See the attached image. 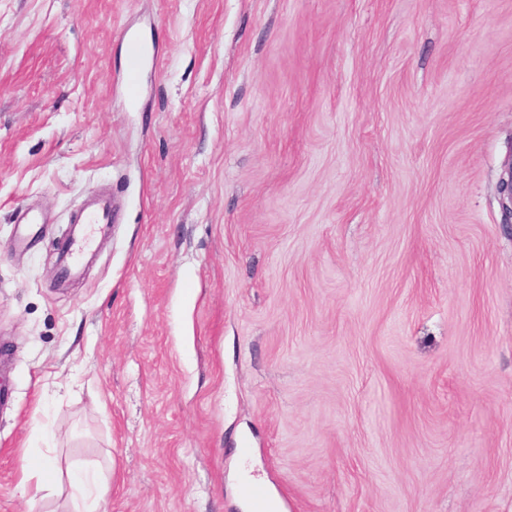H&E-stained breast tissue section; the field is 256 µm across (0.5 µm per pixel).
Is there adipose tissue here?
Wrapping results in <instances>:
<instances>
[{
	"label": "adipose tissue",
	"instance_id": "adipose-tissue-1",
	"mask_svg": "<svg viewBox=\"0 0 512 512\" xmlns=\"http://www.w3.org/2000/svg\"><path fill=\"white\" fill-rule=\"evenodd\" d=\"M112 474V468L103 466L71 468L63 473L52 458L36 455L25 467L23 491L31 500L38 501L52 495L65 482L69 485L75 512H108L102 487Z\"/></svg>",
	"mask_w": 512,
	"mask_h": 512
}]
</instances>
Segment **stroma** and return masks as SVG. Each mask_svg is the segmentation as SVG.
Segmentation results:
<instances>
[{"mask_svg": "<svg viewBox=\"0 0 512 512\" xmlns=\"http://www.w3.org/2000/svg\"><path fill=\"white\" fill-rule=\"evenodd\" d=\"M511 166L512 0H0V512H512ZM127 66L124 79V93L128 101L137 99L140 92V75L143 60V49L138 39L126 32ZM70 224H75V230L59 255L60 271L64 278L77 276L81 272L84 257L90 248L86 224H112L110 199L103 195H91ZM61 471L47 455H36L25 467L23 492L33 501L52 495L61 485ZM73 512H108L102 487L112 479L113 469L99 465L95 469L70 468L66 472Z\"/></svg>", "mask_w": 512, "mask_h": 512, "instance_id": "1", "label": "stroma"}]
</instances>
